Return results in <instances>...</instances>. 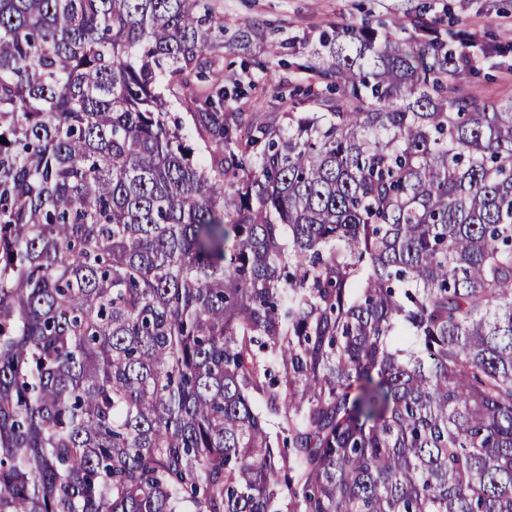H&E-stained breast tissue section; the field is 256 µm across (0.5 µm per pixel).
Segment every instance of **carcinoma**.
I'll use <instances>...</instances> for the list:
<instances>
[{"instance_id":"cac0c4a2","label":"carcinoma","mask_w":512,"mask_h":512,"mask_svg":"<svg viewBox=\"0 0 512 512\" xmlns=\"http://www.w3.org/2000/svg\"><path fill=\"white\" fill-rule=\"evenodd\" d=\"M422 26L204 162L214 0H0V512H512V101Z\"/></svg>"}]
</instances>
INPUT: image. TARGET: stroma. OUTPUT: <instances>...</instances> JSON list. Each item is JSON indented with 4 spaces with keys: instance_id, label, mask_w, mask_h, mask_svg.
<instances>
[{
    "instance_id": "obj_1",
    "label": "stroma",
    "mask_w": 512,
    "mask_h": 512,
    "mask_svg": "<svg viewBox=\"0 0 512 512\" xmlns=\"http://www.w3.org/2000/svg\"><path fill=\"white\" fill-rule=\"evenodd\" d=\"M216 4L228 33L262 27L274 34L270 40L229 42L211 50L213 66L207 77L191 78L198 96L240 83L235 104L247 112L279 111L274 94L280 82L311 85L310 74L294 68V54L318 44L322 32L353 25L395 34L400 25L419 15L436 21L441 32L470 31L481 42L507 48V56L476 60L478 73L468 91L485 102L512 98V0H216ZM275 39L287 42V49L273 53Z\"/></svg>"
}]
</instances>
